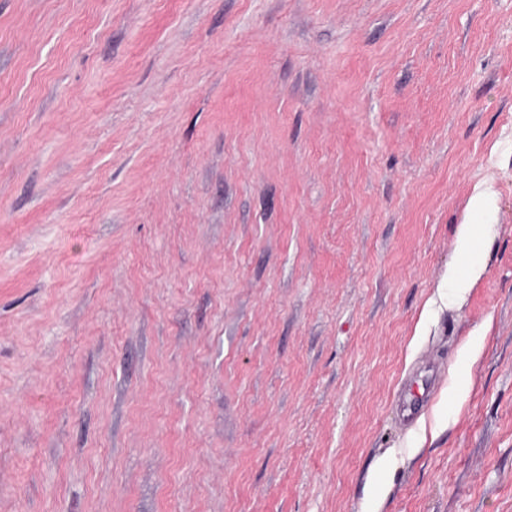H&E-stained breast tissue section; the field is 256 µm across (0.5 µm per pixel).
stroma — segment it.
<instances>
[{"mask_svg":"<svg viewBox=\"0 0 512 512\" xmlns=\"http://www.w3.org/2000/svg\"><path fill=\"white\" fill-rule=\"evenodd\" d=\"M0 512H512V0H0Z\"/></svg>","mask_w":512,"mask_h":512,"instance_id":"obj_1","label":"stroma"}]
</instances>
